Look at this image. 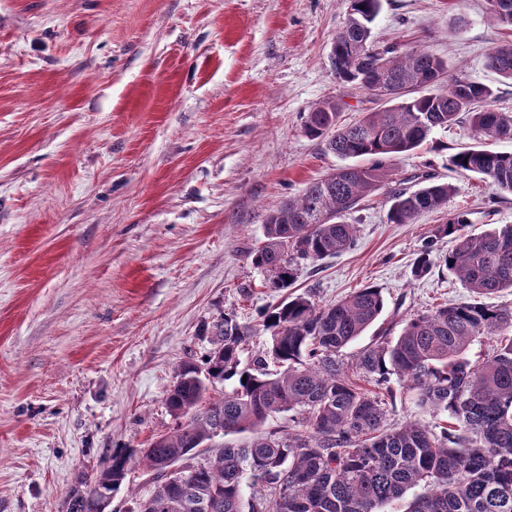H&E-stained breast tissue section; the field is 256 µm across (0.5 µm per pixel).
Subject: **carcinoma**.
Masks as SVG:
<instances>
[{
  "label": "carcinoma",
  "instance_id": "1",
  "mask_svg": "<svg viewBox=\"0 0 512 512\" xmlns=\"http://www.w3.org/2000/svg\"><path fill=\"white\" fill-rule=\"evenodd\" d=\"M380 8L381 0H349L331 63L336 78L384 106L349 124L339 122L332 100L307 113L305 135L355 163L267 213L263 242L248 258L270 288L286 289L302 265L351 250L356 226L344 214L384 185L391 158L432 132L465 119L484 141L512 139V113L492 108L490 86L448 74L447 62L428 51L376 48ZM488 66L512 80V48H494ZM450 163L512 194V153L468 148ZM421 178L412 192H392L390 223L411 224L447 203L449 184ZM468 224L466 213L451 215L435 235L453 237L455 247L439 256L426 241L413 270L421 278L442 264L468 298L414 315L399 336L364 348L354 363L343 349L384 309L374 286L328 305L310 290L262 311L269 346L251 359L244 345L252 327L227 314L204 323L199 334L209 348L180 362L165 398L171 430L144 448L112 450L109 467L78 476L60 512H104L136 463L156 487L133 499L130 512H256L244 504L247 488L267 498L265 512H382L415 487L423 492L408 512H512V307L486 302L512 288V224L482 235L468 233ZM482 337L488 353L474 360L471 346ZM351 369L377 390L358 385ZM395 379L435 415V427L387 422ZM288 412L294 427H266ZM246 432L240 444L214 443Z\"/></svg>",
  "mask_w": 512,
  "mask_h": 512
}]
</instances>
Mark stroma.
I'll use <instances>...</instances> for the list:
<instances>
[{"instance_id": "stroma-1", "label": "stroma", "mask_w": 512, "mask_h": 512, "mask_svg": "<svg viewBox=\"0 0 512 512\" xmlns=\"http://www.w3.org/2000/svg\"><path fill=\"white\" fill-rule=\"evenodd\" d=\"M348 0H0V512H59L79 473L113 449L142 448L173 421L179 362L208 347L221 314L269 335L267 288L249 252L269 209L341 166L302 125L318 102L344 122L380 103L337 79L330 47ZM376 45L425 49L492 87L487 66L512 27L487 0H382ZM467 125L397 156L385 187L345 214L354 249L307 264L291 288L319 303L380 288L384 309L352 358L406 319L467 291L447 269L412 267L437 225L512 224V194L449 168L474 146ZM449 183L447 204L387 220V193L419 175Z\"/></svg>"}]
</instances>
